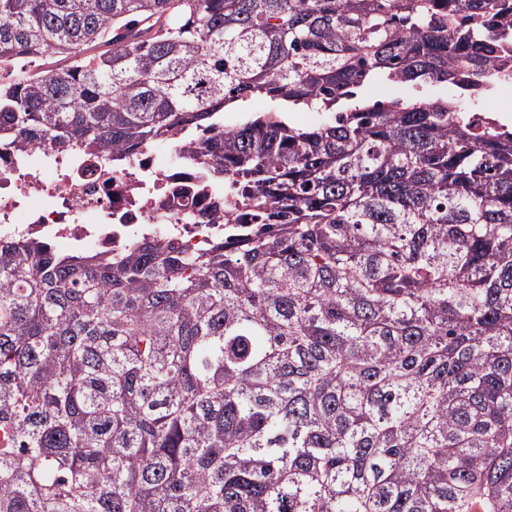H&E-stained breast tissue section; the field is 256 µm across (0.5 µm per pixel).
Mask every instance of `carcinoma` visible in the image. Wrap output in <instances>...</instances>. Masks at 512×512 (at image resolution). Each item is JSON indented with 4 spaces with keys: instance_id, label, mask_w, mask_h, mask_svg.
I'll use <instances>...</instances> for the list:
<instances>
[{
    "instance_id": "obj_1",
    "label": "carcinoma",
    "mask_w": 512,
    "mask_h": 512,
    "mask_svg": "<svg viewBox=\"0 0 512 512\" xmlns=\"http://www.w3.org/2000/svg\"><path fill=\"white\" fill-rule=\"evenodd\" d=\"M511 44L501 0H0V61H68L0 80L3 131L275 102L214 146L211 251L0 241V512H512V127L462 103Z\"/></svg>"
}]
</instances>
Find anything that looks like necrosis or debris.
<instances>
[{"label": "necrosis or debris", "instance_id": "4bbe7bcc", "mask_svg": "<svg viewBox=\"0 0 512 512\" xmlns=\"http://www.w3.org/2000/svg\"><path fill=\"white\" fill-rule=\"evenodd\" d=\"M224 125L175 135L168 154L147 146L105 160L75 145L0 134V239H40L71 254L119 252L162 237L190 254L224 238L229 187L212 184L208 145Z\"/></svg>", "mask_w": 512, "mask_h": 512}]
</instances>
